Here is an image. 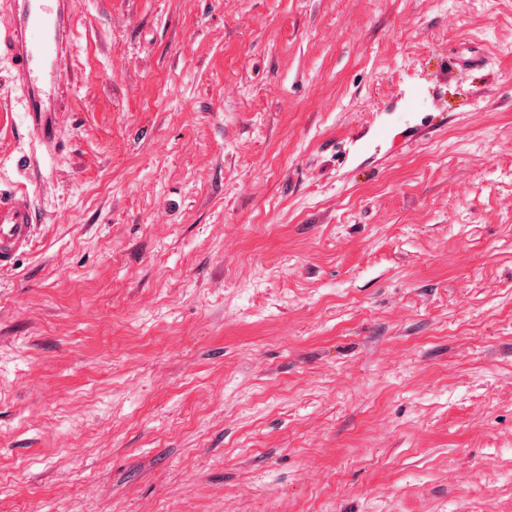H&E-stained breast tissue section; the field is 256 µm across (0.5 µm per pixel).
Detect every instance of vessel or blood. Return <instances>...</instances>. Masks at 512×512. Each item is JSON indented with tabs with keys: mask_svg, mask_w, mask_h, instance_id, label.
<instances>
[{
	"mask_svg": "<svg viewBox=\"0 0 512 512\" xmlns=\"http://www.w3.org/2000/svg\"><path fill=\"white\" fill-rule=\"evenodd\" d=\"M7 5L0 12V50L13 62L10 82L22 95L23 112L48 139L55 113L72 95L58 74L71 60L73 0H7ZM34 224L28 192L0 190V268L28 251Z\"/></svg>",
	"mask_w": 512,
	"mask_h": 512,
	"instance_id": "1",
	"label": "vessel or blood"
}]
</instances>
